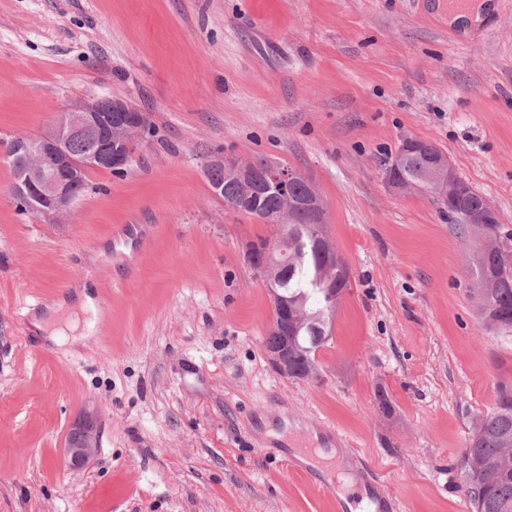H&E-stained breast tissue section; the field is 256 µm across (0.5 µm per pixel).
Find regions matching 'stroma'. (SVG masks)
<instances>
[{
  "instance_id": "stroma-1",
  "label": "stroma",
  "mask_w": 512,
  "mask_h": 512,
  "mask_svg": "<svg viewBox=\"0 0 512 512\" xmlns=\"http://www.w3.org/2000/svg\"><path fill=\"white\" fill-rule=\"evenodd\" d=\"M492 3L461 35L448 0H0V512H334L269 454L325 447L324 421L399 512H474L462 452L512 385V342L470 295L474 240L384 168L404 139L432 142L512 246V0ZM111 97L154 137L123 174L91 171L65 223L20 211L8 143ZM219 151L324 199L352 279L318 378L266 359L272 298L245 247L277 228L211 195ZM83 285L87 345L33 332L53 305L78 316ZM86 413L99 448L73 470Z\"/></svg>"
}]
</instances>
